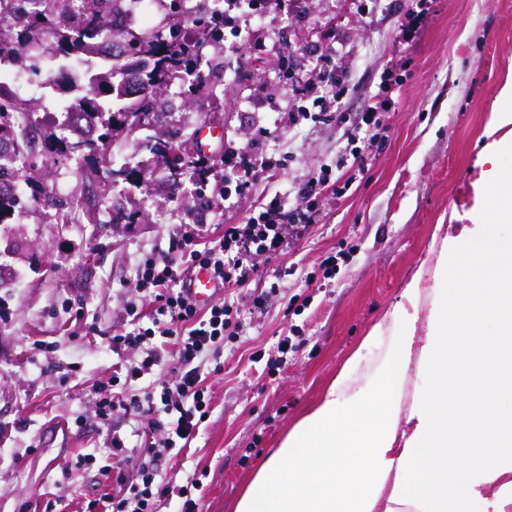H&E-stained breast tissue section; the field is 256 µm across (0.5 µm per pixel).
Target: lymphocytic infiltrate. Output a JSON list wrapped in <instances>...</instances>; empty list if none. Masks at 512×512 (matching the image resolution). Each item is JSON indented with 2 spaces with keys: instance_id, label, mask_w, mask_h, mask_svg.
<instances>
[{
  "instance_id": "lymphocytic-infiltrate-1",
  "label": "lymphocytic infiltrate",
  "mask_w": 512,
  "mask_h": 512,
  "mask_svg": "<svg viewBox=\"0 0 512 512\" xmlns=\"http://www.w3.org/2000/svg\"><path fill=\"white\" fill-rule=\"evenodd\" d=\"M224 158L228 167L224 191L220 196H213L207 191L206 177H196L190 191L193 204L187 210L190 224L170 235L165 244L157 246L137 266L134 286L140 292L150 293L148 305L130 303L126 314L131 319L132 331L112 337L113 349L142 347L146 350L141 365L128 368L130 378H137L144 370L164 366L170 358L180 361L181 370L162 384L160 393L148 392L128 402L133 410L161 402L167 419L156 422L154 429L160 435L159 447L169 451L186 447L208 414L202 374L194 361L212 345L223 341L225 331L234 327L238 313L226 301L200 312L184 292L185 273L192 268H205L221 285H245L256 270L255 256L283 253L294 225L315 220L312 212L287 208L285 201L276 195L245 222L225 225L217 240L205 241L204 211L213 208L217 200L226 201L232 195L242 194L267 167L262 157L244 148L229 149ZM166 336L174 338V350L160 345V338ZM119 484L118 493L103 503L101 512H149L152 497H165L170 492L169 487L156 485L152 467L144 462L135 471L121 474Z\"/></svg>"
}]
</instances>
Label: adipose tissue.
I'll use <instances>...</instances> for the list:
<instances>
[{"mask_svg": "<svg viewBox=\"0 0 512 512\" xmlns=\"http://www.w3.org/2000/svg\"><path fill=\"white\" fill-rule=\"evenodd\" d=\"M463 237L419 267L235 512H512V78ZM455 293L430 286L457 268ZM380 348L370 358L371 348Z\"/></svg>", "mask_w": 512, "mask_h": 512, "instance_id": "adipose-tissue-1", "label": "adipose tissue"}]
</instances>
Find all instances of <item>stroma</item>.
<instances>
[{"instance_id": "obj_1", "label": "stroma", "mask_w": 512, "mask_h": 512, "mask_svg": "<svg viewBox=\"0 0 512 512\" xmlns=\"http://www.w3.org/2000/svg\"><path fill=\"white\" fill-rule=\"evenodd\" d=\"M298 2L252 21L261 55L225 33L211 60L224 76L213 96L189 109L176 100L140 129L138 145L126 133L113 139V149H137L128 165L147 171L145 180L110 188L90 174L103 160L50 164L43 181H63L61 204L32 201L26 187L24 207L0 224V512H98L100 499L118 491V469L147 455L159 481L188 488L202 512H233L265 453L310 409L420 263L435 265L436 225L459 233L499 89L512 76V0H432L410 40L395 28L409 0ZM288 45L302 63L321 62L337 76L321 93L335 96L338 121L292 125L297 98L276 67ZM329 45L337 52L328 58ZM387 73L400 80L391 111L375 138L349 142L347 123L372 103ZM204 123L226 133L209 150V185H223L229 146L251 144L270 165L250 194L209 213L208 240L243 220L267 190L289 206H313L319 218L284 254L257 258L248 284L224 289L244 332L200 357L209 415L175 455L152 448L147 415L116 410L104 420L99 407L105 390L139 394L174 372L168 364L127 379V367L145 354L113 353L108 339L129 328L125 306L139 298V259L188 221L185 185L151 146L171 139L196 156ZM261 126L269 134L258 140ZM351 152L358 162L338 167ZM323 172L327 188L304 196V184ZM73 203L78 223H62Z\"/></svg>"}]
</instances>
